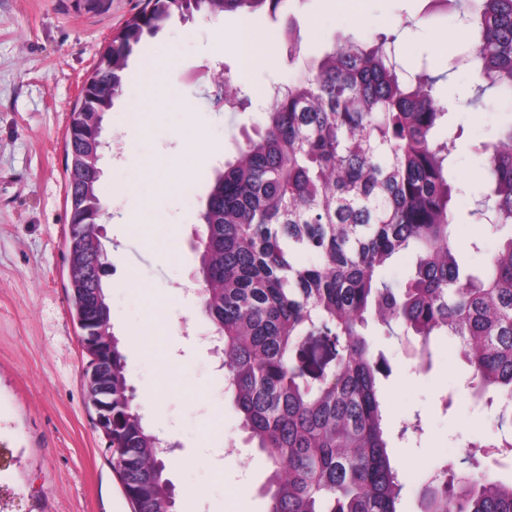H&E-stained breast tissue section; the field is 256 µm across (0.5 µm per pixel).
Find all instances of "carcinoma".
Masks as SVG:
<instances>
[{
	"instance_id": "1",
	"label": "carcinoma",
	"mask_w": 512,
	"mask_h": 512,
	"mask_svg": "<svg viewBox=\"0 0 512 512\" xmlns=\"http://www.w3.org/2000/svg\"><path fill=\"white\" fill-rule=\"evenodd\" d=\"M286 0H145L112 36V68L89 76L91 105L107 113L130 57L174 17L274 16ZM454 5L475 31L474 52L487 84L512 98V0H431ZM288 63L301 52L299 30L281 33ZM442 76L427 65L405 74L395 37L333 45L281 86L262 123L214 170L195 231L201 309L222 337L225 396L248 442L264 456L268 512H400L405 488L393 465L379 378L383 362L365 337L368 320L414 340L420 364L438 336H454L473 371V395L497 407L500 436L483 446L512 448V121L481 144L490 192L469 213L497 247L483 267L462 266L454 251L455 139L438 135L447 108ZM91 131L65 136V172ZM72 225L100 223L78 211L103 204L90 172L65 179ZM415 253L401 285L384 276L400 254ZM104 281L68 278L73 319L83 292ZM318 337L325 355L307 341ZM112 339V469L133 512H175L165 477L167 447L144 422ZM457 472L443 460L424 483L419 512H512V480L490 468Z\"/></svg>"
}]
</instances>
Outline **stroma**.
Returning <instances> with one entry per match:
<instances>
[{"mask_svg":"<svg viewBox=\"0 0 512 512\" xmlns=\"http://www.w3.org/2000/svg\"><path fill=\"white\" fill-rule=\"evenodd\" d=\"M142 6L109 0L88 11L72 0H0V461L12 464L14 484L34 512H132L82 386L86 359L65 291L64 138L80 86ZM429 7V0H359L353 8L288 0L277 17L251 18L271 41L251 65L250 83L231 84L233 94L252 101L243 112L213 104L219 68L233 75L242 66L238 14L172 19L131 57L105 118L107 137L123 138L125 151L105 155L101 167L108 212L133 213L138 221H105L102 242L111 255V324L128 382L146 423L175 445L166 476L176 512L269 508L263 462L251 476L240 472L249 448L201 341L211 325L188 289L199 266L194 227L203 179L233 158L242 130L261 122L267 103L260 89L287 82V47L278 38L287 19L300 28L305 61L322 57L336 40L383 32L396 35L407 69L429 65L448 104V132L458 137L456 255L478 268L495 250V237L467 218L486 192V160L477 147L512 121V100L489 90L470 105L476 84L462 61L470 32L459 14ZM149 64L159 67L151 87L140 78ZM148 94L156 104L147 119L128 123L127 112ZM204 142L215 148L207 158L200 155ZM478 235L476 250L471 241ZM368 333L385 365L382 406L391 457L405 481L400 509L418 512V490L441 460L466 457L474 444L497 436L496 412L467 389L469 367L457 340L437 337L430 367L420 369L405 338L385 335L374 322ZM412 421L419 431L402 434ZM192 487L203 489V498L188 497Z\"/></svg>","mask_w":512,"mask_h":512,"instance_id":"stroma-1","label":"stroma"}]
</instances>
